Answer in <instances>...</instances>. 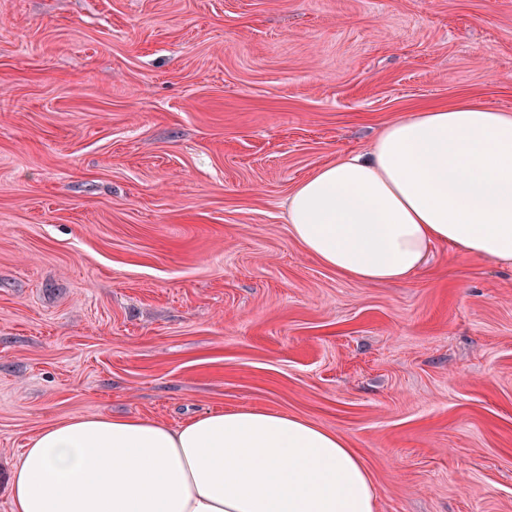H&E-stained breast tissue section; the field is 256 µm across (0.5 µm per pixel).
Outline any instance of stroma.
I'll return each mask as SVG.
<instances>
[{"instance_id": "35a3bbf8", "label": "stroma", "mask_w": 512, "mask_h": 512, "mask_svg": "<svg viewBox=\"0 0 512 512\" xmlns=\"http://www.w3.org/2000/svg\"><path fill=\"white\" fill-rule=\"evenodd\" d=\"M512 112V0H0V512L32 437L267 407L377 512H512V270L323 266L285 200L386 124Z\"/></svg>"}]
</instances>
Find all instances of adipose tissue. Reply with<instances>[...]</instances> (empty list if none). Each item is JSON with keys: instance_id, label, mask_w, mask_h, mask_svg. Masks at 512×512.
Segmentation results:
<instances>
[{"instance_id": "1", "label": "adipose tissue", "mask_w": 512, "mask_h": 512, "mask_svg": "<svg viewBox=\"0 0 512 512\" xmlns=\"http://www.w3.org/2000/svg\"><path fill=\"white\" fill-rule=\"evenodd\" d=\"M292 237L364 283L411 279L439 244L512 267V113L460 101L387 124L286 201ZM14 512H376L362 460L335 431L268 408L172 428L74 416L30 441Z\"/></svg>"}]
</instances>
